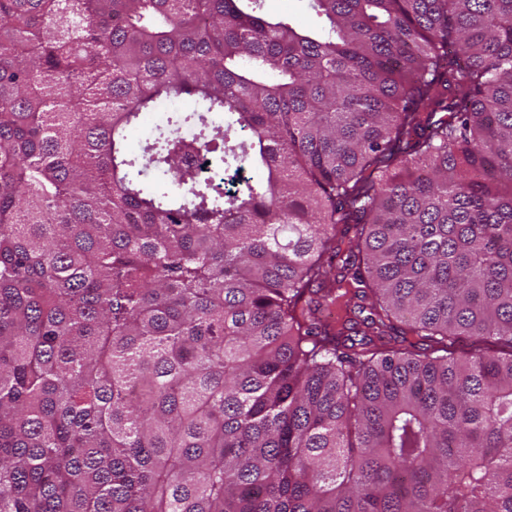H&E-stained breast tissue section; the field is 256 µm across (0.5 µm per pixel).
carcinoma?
Wrapping results in <instances>:
<instances>
[{"label":"carcinoma","instance_id":"obj_1","mask_svg":"<svg viewBox=\"0 0 512 512\" xmlns=\"http://www.w3.org/2000/svg\"><path fill=\"white\" fill-rule=\"evenodd\" d=\"M309 5L0 0V512H512V0ZM265 8L270 14L290 17L303 27H313L318 23L306 0H265Z\"/></svg>","mask_w":512,"mask_h":512}]
</instances>
